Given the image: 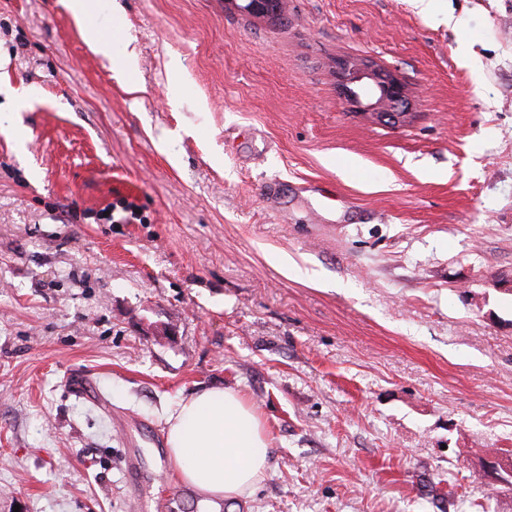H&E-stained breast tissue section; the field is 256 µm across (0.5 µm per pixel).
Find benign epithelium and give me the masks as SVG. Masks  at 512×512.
Here are the masks:
<instances>
[{"mask_svg": "<svg viewBox=\"0 0 512 512\" xmlns=\"http://www.w3.org/2000/svg\"><path fill=\"white\" fill-rule=\"evenodd\" d=\"M333 74L340 97L354 111L389 125L410 120L409 88L395 72L371 60L341 58Z\"/></svg>", "mask_w": 512, "mask_h": 512, "instance_id": "1", "label": "benign epithelium"}]
</instances>
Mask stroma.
<instances>
[{
    "instance_id": "obj_1",
    "label": "stroma",
    "mask_w": 512,
    "mask_h": 512,
    "mask_svg": "<svg viewBox=\"0 0 512 512\" xmlns=\"http://www.w3.org/2000/svg\"><path fill=\"white\" fill-rule=\"evenodd\" d=\"M92 2L0 0V512H155L167 414L223 386L272 448L218 512H512V0ZM76 372L146 424L142 493ZM339 95L355 112L389 125L411 118L409 88L395 72L371 60L341 58L333 66Z\"/></svg>"
}]
</instances>
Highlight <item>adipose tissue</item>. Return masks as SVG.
<instances>
[{
    "label": "adipose tissue",
    "mask_w": 512,
    "mask_h": 512,
    "mask_svg": "<svg viewBox=\"0 0 512 512\" xmlns=\"http://www.w3.org/2000/svg\"><path fill=\"white\" fill-rule=\"evenodd\" d=\"M177 476L202 503L252 494L269 466L271 437L252 404L221 387L192 392L166 419Z\"/></svg>",
    "instance_id": "obj_1"
}]
</instances>
